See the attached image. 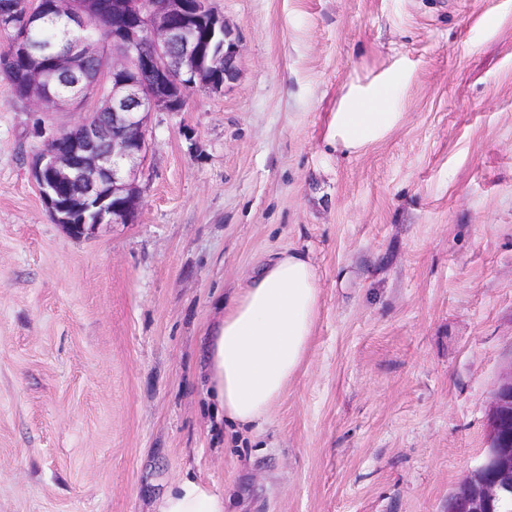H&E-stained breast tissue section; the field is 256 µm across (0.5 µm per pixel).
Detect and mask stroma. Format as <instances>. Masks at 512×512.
<instances>
[{"label": "stroma", "mask_w": 512, "mask_h": 512, "mask_svg": "<svg viewBox=\"0 0 512 512\" xmlns=\"http://www.w3.org/2000/svg\"><path fill=\"white\" fill-rule=\"evenodd\" d=\"M221 91L152 113L131 223L75 239L30 172L85 105L0 81V512H154L185 473L227 512H448L512 364V0H209ZM400 123L328 140L386 73ZM308 253L307 358L257 433L208 336L270 253Z\"/></svg>", "instance_id": "35a3bbf8"}]
</instances>
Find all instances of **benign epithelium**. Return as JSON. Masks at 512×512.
Returning <instances> with one entry per match:
<instances>
[{
    "mask_svg": "<svg viewBox=\"0 0 512 512\" xmlns=\"http://www.w3.org/2000/svg\"><path fill=\"white\" fill-rule=\"evenodd\" d=\"M69 12V24L82 28L87 12L74 8L77 0H55ZM185 0H115L112 13L120 24L112 40V63L105 66L99 44L81 42L76 55L51 57V66L34 69L25 78L26 101L38 107L49 94L50 73L72 77L79 90L66 102L97 99L63 135L70 141L34 157L31 174L48 176L42 183L43 200L51 204L54 188L65 186L73 199L94 203L92 221L64 222L67 232L81 238L107 218L127 223L141 204L137 172L148 152L147 117L158 111H175L174 99H187L197 87L195 79L201 49L176 24ZM149 33L150 51L142 49ZM239 48L231 32L209 59V66L223 71L224 82L234 79ZM150 81L142 82V74ZM512 499V364L502 373L491 397L488 448L448 500V512H486Z\"/></svg>",
    "mask_w": 512,
    "mask_h": 512,
    "instance_id": "7a95c632",
    "label": "benign epithelium"
}]
</instances>
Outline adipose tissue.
I'll list each match as a JSON object with an SVG mask.
<instances>
[{
    "instance_id": "1",
    "label": "adipose tissue",
    "mask_w": 512,
    "mask_h": 512,
    "mask_svg": "<svg viewBox=\"0 0 512 512\" xmlns=\"http://www.w3.org/2000/svg\"><path fill=\"white\" fill-rule=\"evenodd\" d=\"M394 80L351 90L335 113L329 138L358 150L382 139L398 122ZM320 309L316 268L293 249L270 256L250 274L210 338L208 366L224 417L262 429L296 376L309 349ZM156 512H224V496L193 476L173 483Z\"/></svg>"
}]
</instances>
